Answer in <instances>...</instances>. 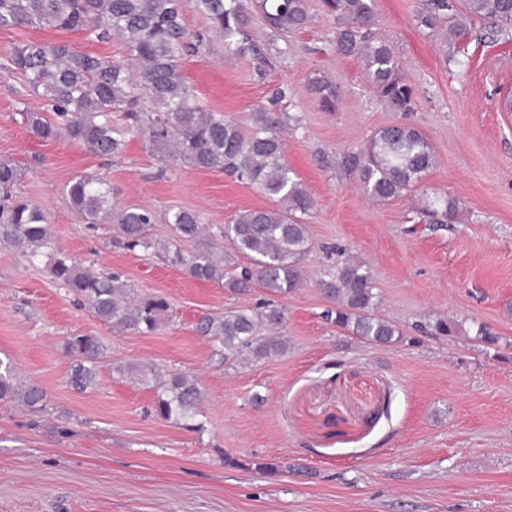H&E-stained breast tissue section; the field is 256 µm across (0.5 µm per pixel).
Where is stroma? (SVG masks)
<instances>
[{
    "instance_id": "35a3bbf8",
    "label": "stroma",
    "mask_w": 512,
    "mask_h": 512,
    "mask_svg": "<svg viewBox=\"0 0 512 512\" xmlns=\"http://www.w3.org/2000/svg\"><path fill=\"white\" fill-rule=\"evenodd\" d=\"M420 6L374 0L372 31L400 59L414 89L409 118L437 156L422 187L460 207V223L447 226L411 222L418 192L379 203L337 169L339 155L402 115L378 99L357 59L330 50L333 18L316 15L285 40L252 24L261 65L227 56L196 0H183L188 29L205 35L181 66L198 102L243 122L285 88L299 120L284 133L285 158L316 201L308 277L279 300L288 351L246 365H226L198 327L204 315L255 307L262 289L234 293L158 254L113 247L112 221L89 228L63 188L80 174L103 176L114 206L155 212L153 235L167 247L170 210L227 224L267 206L265 195L224 172L162 160L136 138L111 162L65 139L34 138L21 111L46 100L0 78V158L24 169L18 193L43 209L51 231L33 262L0 241V360L45 394L39 412L0 400V512H512V112L500 106L501 90L512 89V34L475 24L483 40L470 42L461 71L419 24ZM27 40L127 58L119 40L56 28H0V56ZM317 74L337 89L335 111L308 91ZM336 245L370 268L377 311L402 330L400 342L377 346L326 321L316 278ZM60 252L166 297L157 331L115 328L77 304L50 273ZM440 318L455 333L432 335ZM79 334L98 337L105 353L83 392L68 383L66 341ZM150 364L197 379L198 429L156 417L155 389L123 372ZM260 462L288 468L271 476Z\"/></svg>"
}]
</instances>
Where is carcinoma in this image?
<instances>
[{"label":"carcinoma","instance_id":"cac0c4a2","mask_svg":"<svg viewBox=\"0 0 512 512\" xmlns=\"http://www.w3.org/2000/svg\"><path fill=\"white\" fill-rule=\"evenodd\" d=\"M466 13H456V0H423L422 26L434 32L448 25L444 42L447 61L466 65L471 23L480 20L496 32L512 29V0H466ZM210 26L224 37L232 55L266 56L251 42L247 29L255 17L279 35L301 30L314 21L308 0H198ZM320 12L336 20L331 42L336 54L354 57L380 101L403 114V121L376 131L364 145L341 156L340 167L353 176L373 200L390 201L419 187L436 166L427 136L408 122L414 89L403 74L390 44L373 36V0H320ZM58 28L80 32L99 42L122 40L131 68L77 49L69 42L25 41L0 59V76H17L32 93L50 103V114L24 110L27 130L43 141L68 139L100 157L122 155L126 137L137 136L162 158L195 169L218 170L259 189L270 201L263 208L246 209L230 224L206 234L199 215L189 209L168 213L166 221L178 241L195 244V251H165V259L190 278L221 285L232 292L253 288L269 298L257 307L206 316L200 329L224 350L232 365L279 357L287 353L283 333L284 309L273 300L299 287L305 278L302 262L312 248L307 217L313 198L292 176L284 158L280 131L286 112L257 108L249 122L208 111L198 103L180 72L181 60L195 51L202 36L192 39L184 22L181 0H0V28ZM309 92L325 112L336 107L337 93L327 81L313 79ZM25 176L11 159L0 158V239L22 249L31 259L50 239L43 210L15 194ZM73 209L91 226L113 218L112 245L128 251L154 247L155 214L137 205L119 210L112 205V187L96 175H80L66 188ZM427 224L460 222L458 204L443 194H425L418 210ZM220 242L233 255L249 260L236 270L214 253ZM55 281L87 304L103 322L139 333H152L169 303L160 295L137 297L119 274L83 272L63 253L55 256ZM317 285L333 304L326 319L337 328L374 345L390 346L402 332L375 314L378 299L372 274L363 261L336 249V261L326 265ZM75 357L69 384L84 392L97 379L101 345L96 337L68 339ZM138 380L153 383L157 396L153 413L163 420L185 422L200 415L202 390L192 375L180 371L159 374L153 366L139 370ZM0 399L30 409L42 407L44 394L33 385L15 382L11 366L0 363Z\"/></svg>","mask_w":512,"mask_h":512}]
</instances>
